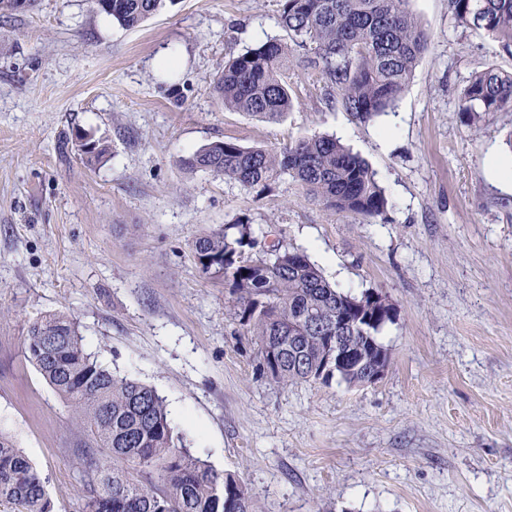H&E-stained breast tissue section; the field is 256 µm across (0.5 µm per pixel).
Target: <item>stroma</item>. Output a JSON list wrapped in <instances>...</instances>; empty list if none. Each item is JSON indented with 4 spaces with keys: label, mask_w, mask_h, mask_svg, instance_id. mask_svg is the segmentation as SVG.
Here are the masks:
<instances>
[{
    "label": "stroma",
    "mask_w": 512,
    "mask_h": 512,
    "mask_svg": "<svg viewBox=\"0 0 512 512\" xmlns=\"http://www.w3.org/2000/svg\"><path fill=\"white\" fill-rule=\"evenodd\" d=\"M284 0H169L126 29L92 0L0 16V430L40 472L52 512H80L70 409L25 351L29 322L73 314L88 350L157 389L183 445L252 489L256 512H512V111L467 120L462 90L512 53L410 0L429 46L393 108L365 124L291 65L279 122L225 109L230 57L284 38ZM110 151L87 163L72 128ZM332 135L388 197L362 217L285 178L264 191L178 163L215 141L280 149ZM304 251L354 296L395 307L376 382L284 385L203 275L193 245L227 224Z\"/></svg>",
    "instance_id": "1"
}]
</instances>
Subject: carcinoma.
<instances>
[{
  "mask_svg": "<svg viewBox=\"0 0 512 512\" xmlns=\"http://www.w3.org/2000/svg\"><path fill=\"white\" fill-rule=\"evenodd\" d=\"M99 9L135 28L160 13L166 0H105ZM409 0H285L280 26L288 41L267 39L224 62L216 91L224 106L267 121L293 108L288 54L319 72L328 104H340L365 123L386 111L409 84L429 37ZM458 26L486 33L512 49V0H448ZM512 108V74L492 67L476 73L462 92L467 117ZM75 144L93 143L88 163L101 161L105 142L74 131ZM191 172L266 188L286 175L325 208L372 219L388 205L368 162L336 138L314 135L281 150L216 141L178 159ZM200 271L229 286L235 318L261 346L263 366L286 384L316 380L336 348L378 345L392 320L387 296L371 303L333 287L300 250L280 244L269 254L249 224H226L199 237ZM28 357L45 382L71 407L85 440L77 456L107 458L84 470L83 512H254L248 486L180 445L164 399L140 380L112 373L89 352L77 321L48 313L29 324ZM0 502L18 512H51L42 478L13 438L0 431Z\"/></svg>",
  "mask_w": 512,
  "mask_h": 512,
  "instance_id": "carcinoma-1",
  "label": "carcinoma"
}]
</instances>
